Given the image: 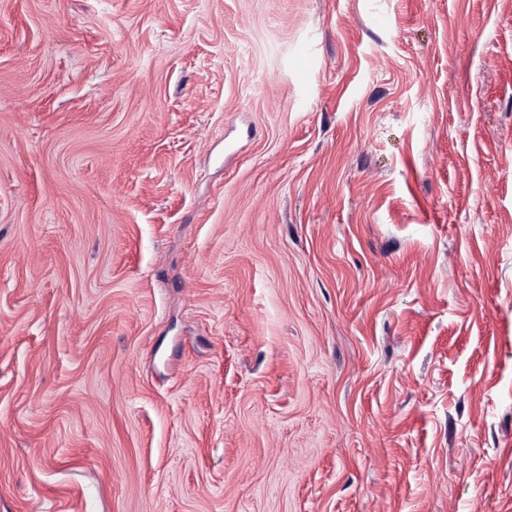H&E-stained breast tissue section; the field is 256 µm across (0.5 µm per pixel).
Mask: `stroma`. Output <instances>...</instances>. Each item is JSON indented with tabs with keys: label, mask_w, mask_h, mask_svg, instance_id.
I'll list each match as a JSON object with an SVG mask.
<instances>
[{
	"label": "stroma",
	"mask_w": 512,
	"mask_h": 512,
	"mask_svg": "<svg viewBox=\"0 0 512 512\" xmlns=\"http://www.w3.org/2000/svg\"><path fill=\"white\" fill-rule=\"evenodd\" d=\"M0 512H512V0H0Z\"/></svg>",
	"instance_id": "1"
}]
</instances>
